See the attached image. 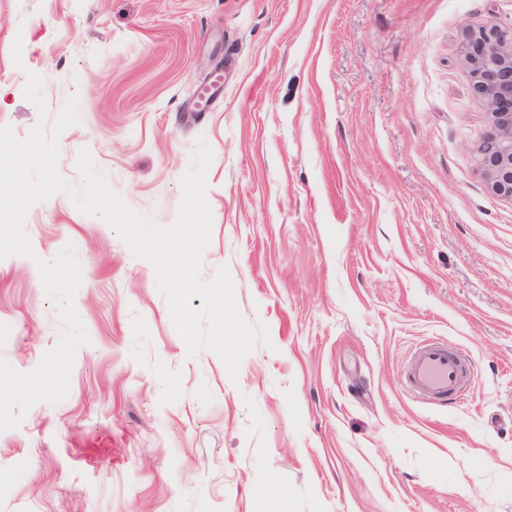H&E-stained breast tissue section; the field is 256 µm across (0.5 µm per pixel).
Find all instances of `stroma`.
Instances as JSON below:
<instances>
[{
	"label": "stroma",
	"instance_id": "1",
	"mask_svg": "<svg viewBox=\"0 0 512 512\" xmlns=\"http://www.w3.org/2000/svg\"><path fill=\"white\" fill-rule=\"evenodd\" d=\"M489 22L512 0H0V126L37 123L28 74L50 115L77 95L60 174L88 150L163 226L205 139L201 277L227 266L271 339L230 379L111 226L34 205L33 256L0 259V355L28 373L57 343L36 261L69 242L90 341L68 396L0 432V512H512V201L460 56ZM433 339L475 367L449 408L402 383Z\"/></svg>",
	"mask_w": 512,
	"mask_h": 512
}]
</instances>
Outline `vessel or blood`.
I'll return each mask as SVG.
<instances>
[{
  "instance_id": "1",
  "label": "vessel or blood",
  "mask_w": 512,
  "mask_h": 512,
  "mask_svg": "<svg viewBox=\"0 0 512 512\" xmlns=\"http://www.w3.org/2000/svg\"><path fill=\"white\" fill-rule=\"evenodd\" d=\"M469 355L461 349L433 341L417 347L405 365V383L409 389L447 406L470 382L467 372Z\"/></svg>"
}]
</instances>
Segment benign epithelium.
<instances>
[{"instance_id":"1","label":"benign epithelium","mask_w":512,"mask_h":512,"mask_svg":"<svg viewBox=\"0 0 512 512\" xmlns=\"http://www.w3.org/2000/svg\"><path fill=\"white\" fill-rule=\"evenodd\" d=\"M461 56L470 68L492 127L479 147V164L491 191L512 200V31L488 22L467 30Z\"/></svg>"}]
</instances>
